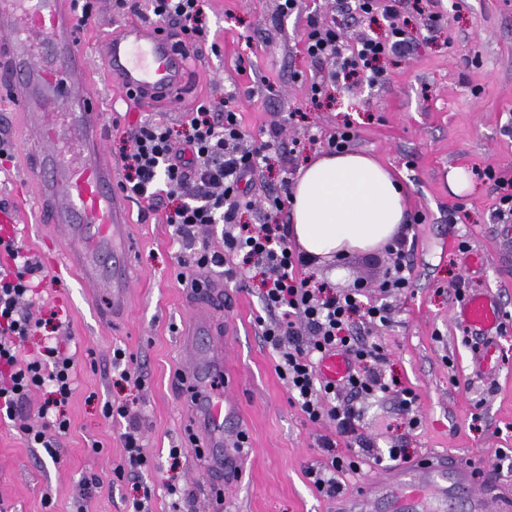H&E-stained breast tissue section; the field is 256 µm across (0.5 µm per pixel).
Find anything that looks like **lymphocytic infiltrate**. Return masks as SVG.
Listing matches in <instances>:
<instances>
[{
    "instance_id": "obj_1",
    "label": "lymphocytic infiltrate",
    "mask_w": 512,
    "mask_h": 512,
    "mask_svg": "<svg viewBox=\"0 0 512 512\" xmlns=\"http://www.w3.org/2000/svg\"><path fill=\"white\" fill-rule=\"evenodd\" d=\"M149 12L185 52L209 40L203 0H150ZM304 47L311 60L337 59L344 76L374 84L382 79L378 60L391 52L407 53L410 41L405 28L396 25L390 42L367 38L349 51L335 27L311 19ZM127 136L121 153L122 188L149 208L163 210L166 222L176 225L187 250L183 265L199 271L217 267L231 278L245 265L260 275L259 298L268 314L260 322L263 340L278 353L277 373L309 421L330 418L336 437L351 438L361 416L358 401L393 391L411 423H418L416 392L409 387L395 390L382 381L373 364L383 359V346L366 345L353 327L358 318L370 326L388 324V306L363 301V288L339 292L302 275L309 259L289 246L287 225L239 222L240 212L253 206L244 199L241 184L266 160L271 144L233 150L241 137L234 97L198 103L185 131L147 120ZM219 220L224 223L223 250L196 244V228ZM0 249L13 261L11 268L0 270V416L14 417L18 407L41 393L38 415L43 424L24 427L23 433L31 447L52 457L55 435L69 428L62 409L74 390L73 360L48 339L37 358L20 359L21 344L37 328L21 304L34 291L39 266L15 238L0 236ZM338 353L347 358L346 375L336 381L317 379L316 364ZM336 437L320 438L328 462L306 473L316 490L330 498L343 491V476L359 472L362 462L373 456L368 448L337 454Z\"/></svg>"
}]
</instances>
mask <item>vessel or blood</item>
Returning a JSON list of instances; mask_svg holds the SVG:
<instances>
[{"label":"vessel or blood","instance_id":"b4317fda","mask_svg":"<svg viewBox=\"0 0 512 512\" xmlns=\"http://www.w3.org/2000/svg\"><path fill=\"white\" fill-rule=\"evenodd\" d=\"M0 91L17 105L26 130L33 133L25 159L45 223L60 229L68 264L102 302L104 317L125 310L130 300L127 271L131 244L130 199L115 187V171L105 152L108 128L98 97L88 91L90 58L78 45L71 0H0ZM110 82L122 96L155 102H178L186 86L183 50L156 28L129 25L97 45ZM224 299L221 286L195 297L193 329L183 345L194 356L176 382L188 388L191 425L208 450L211 493L222 501L231 487L227 474L240 451L224 440V424L235 409L226 403L214 380L224 376V339L216 313ZM457 320L494 336L501 311L485 293L469 294L456 311ZM479 463L423 459L392 469L339 501L336 512H376L382 503L396 512H452L456 495L472 486ZM512 512V496L487 488L473 494L468 512H488L489 501Z\"/></svg>","mask_w":512,"mask_h":512}]
</instances>
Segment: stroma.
Instances as JSON below:
<instances>
[{"mask_svg":"<svg viewBox=\"0 0 512 512\" xmlns=\"http://www.w3.org/2000/svg\"><path fill=\"white\" fill-rule=\"evenodd\" d=\"M139 4L140 14H120L113 0H96L83 48L92 50L94 37L113 35L119 26L147 21L149 2ZM431 9L444 18L432 30L414 0H378L370 17L352 12L349 0H302L300 12L288 17L280 15L278 0H206L221 51L212 53L205 45L186 60L190 89L184 105L128 109L107 89L99 67L93 89L111 130L107 152L116 165L120 136L140 119L176 127L205 98L236 94L241 147L280 129L269 166L245 186L255 204L243 214L249 224L266 222L260 203L282 189L285 173L327 154L329 135L351 123L353 150L391 169L408 192L409 217L400 235L412 243L410 286L395 295L379 294L377 285L394 260L384 245L348 252L335 268L328 259L315 258L305 272L339 290L364 283L370 299L388 305L389 324L362 329L361 336L384 346L377 369L385 379L414 389L420 405V422L413 426L394 395L367 400L351 445L367 444L377 453L402 448L413 463L430 456L474 459L512 490V468L497 469L495 457L496 449L512 448V222L498 219L493 185L484 175L490 168L512 177V0H432ZM311 17L335 25L349 49L364 38L389 41L396 20L404 23L411 50L379 60L378 85L343 79L336 75L335 60L315 64L308 58L304 33ZM320 80L325 88L315 106L310 90ZM297 108L304 120L291 119ZM0 140L10 144L14 156L0 169V203L11 206L19 222L15 229L0 226V232L16 233L40 258L39 293L29 311L34 320L58 324L77 374L65 407L70 427L57 439V459L30 447L19 430L23 423L40 425L39 397H32L18 420L0 417V502L11 512H126L137 487L147 485L153 491L151 512H178L182 506L212 512V476L188 440L191 407L173 384L175 373L190 362L182 335L190 326L189 281L198 277L224 288V371L232 381L226 397L238 412L225 433L247 435L242 472L224 497V512H333L334 500L315 491L306 471L326 464L318 441L335 436L336 425L329 419L309 421L278 376V356L257 322L263 313L257 280L181 266L175 226L166 223L163 212L136 201L131 304L116 324H104L78 278L64 271L65 243L43 224L28 194L18 159L31 139L1 93ZM453 167L469 173L471 193H451ZM471 250L484 255L482 268L469 267ZM462 291L491 292L508 316L505 331L496 336L499 366L493 374L475 371L484 336L454 318ZM117 348L125 351L129 369L141 370L142 388L118 382L112 369ZM113 400L128 402L141 418L149 460L141 472L121 480L114 470L123 462L125 423L103 414L104 403ZM175 445L186 449L176 468L168 459ZM93 474L100 479L98 488L80 498L82 481ZM172 484L180 494H169Z\"/></svg>","mask_w":512,"mask_h":512,"instance_id":"35a3bbf8","label":"stroma"}]
</instances>
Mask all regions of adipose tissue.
Listing matches in <instances>:
<instances>
[{"label": "adipose tissue", "instance_id": "obj_1", "mask_svg": "<svg viewBox=\"0 0 512 512\" xmlns=\"http://www.w3.org/2000/svg\"><path fill=\"white\" fill-rule=\"evenodd\" d=\"M293 232L312 257L389 242L406 220L402 187L374 159L329 154L303 165L291 188Z\"/></svg>", "mask_w": 512, "mask_h": 512}]
</instances>
